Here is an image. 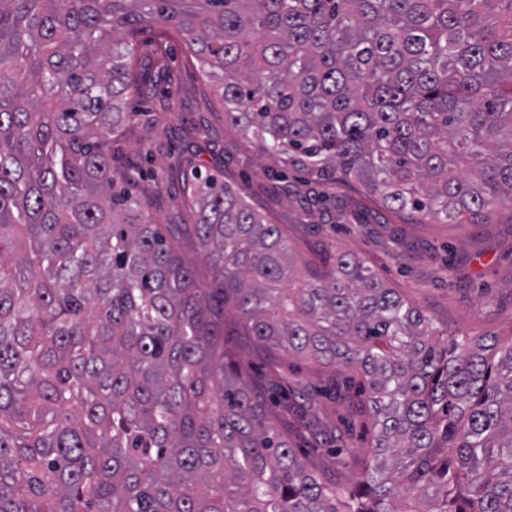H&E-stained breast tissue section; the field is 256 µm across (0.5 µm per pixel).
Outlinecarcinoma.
<instances>
[{"instance_id": "obj_1", "label": "carcinoma", "mask_w": 512, "mask_h": 512, "mask_svg": "<svg viewBox=\"0 0 512 512\" xmlns=\"http://www.w3.org/2000/svg\"><path fill=\"white\" fill-rule=\"evenodd\" d=\"M155 26L314 183L404 224L512 196V0H0V512H512V335L439 341L349 253L285 287L288 236L195 151V223L123 187L127 98L171 81L138 54ZM230 336L352 371L359 480L276 431Z\"/></svg>"}]
</instances>
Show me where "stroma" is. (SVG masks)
<instances>
[{
	"mask_svg": "<svg viewBox=\"0 0 512 512\" xmlns=\"http://www.w3.org/2000/svg\"><path fill=\"white\" fill-rule=\"evenodd\" d=\"M167 64L171 85L128 101L133 121L126 138L114 146L117 163L154 171V179L137 181L136 188L155 197L162 211L179 203V178L169 167L167 152L182 148V127L200 123L195 144L201 163L220 172L270 222L281 225L300 257L353 254L438 325L473 336L512 332V200L499 204L489 224H401L358 187L279 181L273 175L276 160L225 125L222 104L188 63L183 44H171ZM234 342L256 391L313 394L322 428L318 437H311L296 419L278 417L280 430L293 445L307 452L310 463L328 479L357 480L358 465H343L334 451L350 448L363 455L373 435L370 421L358 406L319 395L332 380H344V372L291 358L273 371L266 354L244 344L242 337Z\"/></svg>",
	"mask_w": 512,
	"mask_h": 512,
	"instance_id": "stroma-1",
	"label": "stroma"
}]
</instances>
